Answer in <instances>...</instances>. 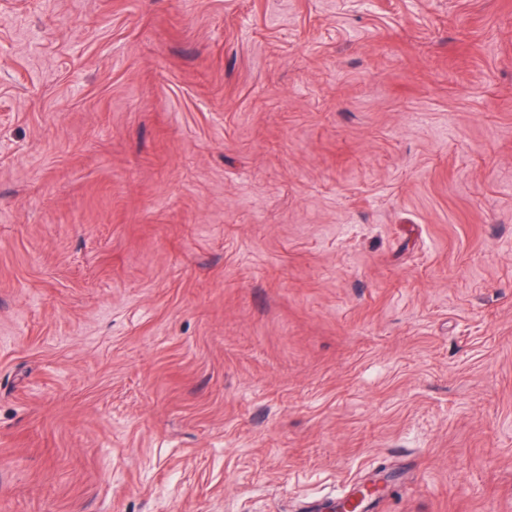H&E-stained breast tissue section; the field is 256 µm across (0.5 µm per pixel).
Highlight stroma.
<instances>
[{
  "instance_id": "stroma-1",
  "label": "stroma",
  "mask_w": 512,
  "mask_h": 512,
  "mask_svg": "<svg viewBox=\"0 0 512 512\" xmlns=\"http://www.w3.org/2000/svg\"><path fill=\"white\" fill-rule=\"evenodd\" d=\"M512 512V0H0V512Z\"/></svg>"
}]
</instances>
